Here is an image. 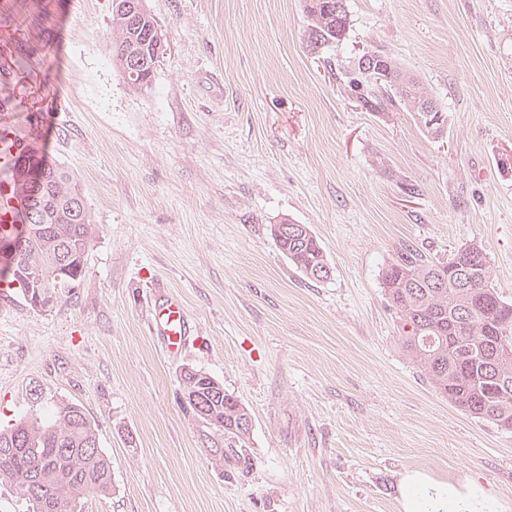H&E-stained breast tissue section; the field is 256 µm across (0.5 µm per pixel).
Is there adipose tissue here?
Returning a JSON list of instances; mask_svg holds the SVG:
<instances>
[{"label":"adipose tissue","instance_id":"ef3b65f1","mask_svg":"<svg viewBox=\"0 0 512 512\" xmlns=\"http://www.w3.org/2000/svg\"><path fill=\"white\" fill-rule=\"evenodd\" d=\"M405 512H490L487 501L479 491L468 497L445 484H439L412 474L403 482Z\"/></svg>","mask_w":512,"mask_h":512}]
</instances>
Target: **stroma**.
I'll use <instances>...</instances> for the list:
<instances>
[{
	"instance_id": "obj_1",
	"label": "stroma",
	"mask_w": 512,
	"mask_h": 512,
	"mask_svg": "<svg viewBox=\"0 0 512 512\" xmlns=\"http://www.w3.org/2000/svg\"><path fill=\"white\" fill-rule=\"evenodd\" d=\"M145 4L166 52L137 92L107 50L112 0H0V106L92 220L71 295L0 307V422L34 382L86 409L114 491L83 512H403L412 473L512 512V433L434 391L380 284L403 245L475 243L512 301V0H348L316 54L301 0ZM374 50L447 112L442 138L350 97L343 68ZM284 219L330 279L282 254ZM168 290L196 329L172 359L146 326ZM186 367L252 415L223 466L180 403ZM271 233L280 251L307 278L323 281L332 269L309 225L283 221L271 225Z\"/></svg>"
}]
</instances>
